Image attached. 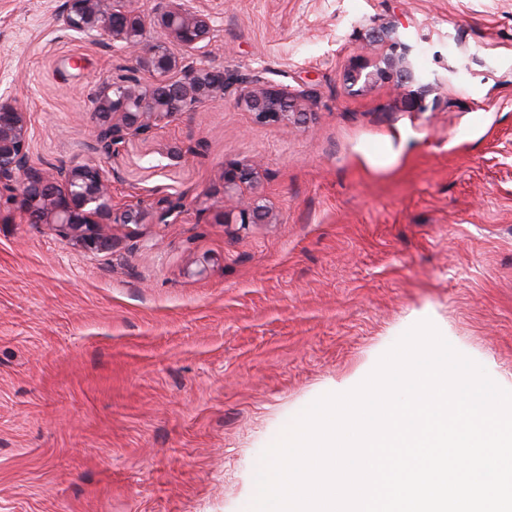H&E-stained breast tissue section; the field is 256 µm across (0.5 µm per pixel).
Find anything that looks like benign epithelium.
I'll return each instance as SVG.
<instances>
[{"label":"benign epithelium","mask_w":512,"mask_h":512,"mask_svg":"<svg viewBox=\"0 0 512 512\" xmlns=\"http://www.w3.org/2000/svg\"><path fill=\"white\" fill-rule=\"evenodd\" d=\"M65 31L94 42H104L112 52L132 57L137 68L149 73L150 80L119 75L95 92L98 135L93 150L101 143L114 152L126 141L146 135L171 122L178 114L199 103L224 97V72L203 63L205 41L211 38L209 18L196 10L193 0H153L151 11L137 6V0H66L57 17ZM157 36L149 40L147 32ZM371 38L381 45L374 56H361L345 74L348 90L364 88L382 80H396L405 91L418 85L417 93L432 88L415 72L407 55V45L390 41L381 30ZM305 94L269 82L258 71L244 81L236 102L257 123L283 126L305 122L302 111ZM30 119L11 96H0V187L15 193L30 221L46 225L55 235L85 250L103 251L110 247L113 224H140L145 212L141 204H114L112 179L91 160L81 165L38 166L30 157ZM259 165L255 161L233 162L224 166V192L247 184H257ZM157 224H176L182 205L162 196L151 206ZM199 213L214 214L220 224H258L271 213L257 194L232 196L228 207L216 209L200 202Z\"/></svg>","instance_id":"benign-epithelium-1"}]
</instances>
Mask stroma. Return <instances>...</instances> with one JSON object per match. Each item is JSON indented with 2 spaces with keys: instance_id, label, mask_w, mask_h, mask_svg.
Masks as SVG:
<instances>
[{
  "instance_id": "stroma-1",
  "label": "stroma",
  "mask_w": 512,
  "mask_h": 512,
  "mask_svg": "<svg viewBox=\"0 0 512 512\" xmlns=\"http://www.w3.org/2000/svg\"><path fill=\"white\" fill-rule=\"evenodd\" d=\"M64 0H0V93L39 165L95 158L118 205L179 223L87 251L0 189V512H244L269 443L428 319L512 390V0H195L207 65L309 93L256 123L234 93L92 154L110 48ZM441 82L349 94L373 26ZM260 163L266 224H217L224 166ZM183 206L178 200H172L170 196H162L155 200L151 206L155 224L178 223Z\"/></svg>"
}]
</instances>
